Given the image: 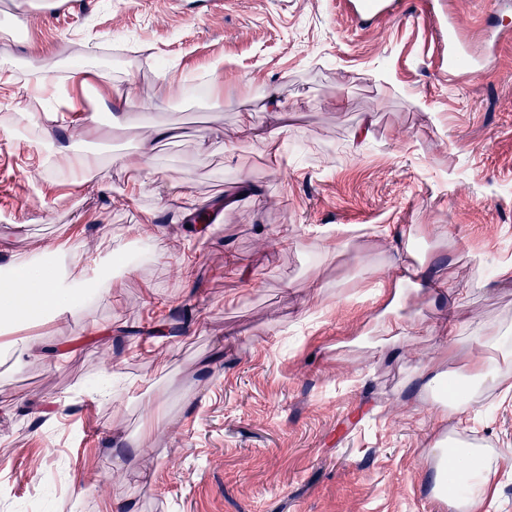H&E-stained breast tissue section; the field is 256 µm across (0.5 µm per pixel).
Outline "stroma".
<instances>
[{"label":"stroma","instance_id":"obj_1","mask_svg":"<svg viewBox=\"0 0 512 512\" xmlns=\"http://www.w3.org/2000/svg\"><path fill=\"white\" fill-rule=\"evenodd\" d=\"M44 2L0 6V265L53 246L78 269L139 229L166 246L20 327L34 350L0 349V512H442L428 466L442 395L424 370L512 322V276L496 274L512 260V38L495 69L454 77L433 68L413 0L368 28L340 0ZM494 2L452 0L474 54ZM74 52L133 101L105 110L95 80L74 82L96 120L63 136L100 165L55 157L45 182L33 157L58 101L37 82ZM217 60L223 85L200 96L155 70L187 85ZM158 122L179 139L134 168ZM278 125L273 153L244 135ZM186 194L236 203L201 234ZM407 248L466 296L398 305L430 331L354 347ZM467 441L512 456V394Z\"/></svg>","mask_w":512,"mask_h":512}]
</instances>
